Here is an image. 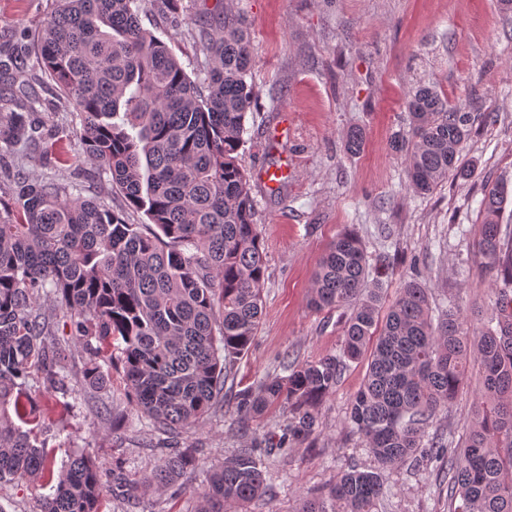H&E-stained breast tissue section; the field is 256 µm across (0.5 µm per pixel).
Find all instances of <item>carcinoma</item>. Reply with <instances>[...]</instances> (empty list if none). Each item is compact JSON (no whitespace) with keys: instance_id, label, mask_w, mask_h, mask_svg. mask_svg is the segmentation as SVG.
I'll return each instance as SVG.
<instances>
[{"instance_id":"carcinoma-1","label":"carcinoma","mask_w":512,"mask_h":512,"mask_svg":"<svg viewBox=\"0 0 512 512\" xmlns=\"http://www.w3.org/2000/svg\"><path fill=\"white\" fill-rule=\"evenodd\" d=\"M174 25L189 27L181 0H158ZM141 0H56L32 35L36 59L80 120L84 157L111 176L128 208L146 217L128 223L105 202L48 179L28 182L0 209V480L53 474L19 399L42 375L63 395L70 383L110 379L112 344L137 411L163 429L199 423L221 399L223 362L244 354L262 319L265 262L249 178L240 148L255 95L249 27L230 10L190 27L205 60L190 77L175 53L140 23ZM28 48L0 52V71L25 73ZM0 105V143L42 139L37 101ZM409 134L391 143L404 157L408 186L429 194L460 168L459 152L474 117L448 107L432 88L409 91ZM504 184L482 190L478 252L503 287L495 318L470 329L460 308L435 316L428 288L404 281L384 304L382 283L361 240H333L314 274L310 305L341 314L342 353L317 361H283L286 376L235 394L244 419L282 401L291 407L288 437L318 428L317 403L346 362L369 354L351 403L350 428L383 466L444 459L448 512H512V226L500 222ZM49 296L70 322L61 338L39 308ZM86 354L77 374L71 346ZM483 393L461 439L429 433L471 364ZM188 454L162 453L142 478L163 491L188 467ZM265 471L255 448L216 467L198 493V512H225L261 496ZM99 469L75 453L40 512H97ZM383 484L376 472L346 470L327 494L301 499L296 512H377Z\"/></svg>"}]
</instances>
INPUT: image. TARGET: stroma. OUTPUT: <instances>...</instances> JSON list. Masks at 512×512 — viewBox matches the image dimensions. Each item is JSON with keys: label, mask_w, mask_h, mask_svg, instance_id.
<instances>
[{"label": "stroma", "mask_w": 512, "mask_h": 512, "mask_svg": "<svg viewBox=\"0 0 512 512\" xmlns=\"http://www.w3.org/2000/svg\"><path fill=\"white\" fill-rule=\"evenodd\" d=\"M221 1L247 20L255 60V106L240 152L266 255L262 324L248 352L231 361L223 401L195 428L165 432L137 420L116 365L105 387H83L74 398L41 388L36 399L45 426L38 441L58 468L77 451L92 457L106 484L100 512H197L196 491L210 470L246 446L258 449L267 470L266 492L246 512H294L299 497L323 494L351 466L379 472L386 496L378 512H448L440 462L423 470L406 463L382 468L352 433L347 412L366 361L348 364L318 405L319 428L306 442L289 440L288 406L246 422L234 394L282 375L284 357L307 362L339 353L336 314L314 311L309 295L319 259L346 231L358 235L370 256H395L386 299L416 277L433 311L456 304L490 316L494 282L477 249L479 202L485 183L512 190V13H502L499 0ZM54 4L0 0V43L23 41ZM140 17L195 73L204 55L187 29L170 25L152 0H143ZM23 81L26 96L38 102L45 142L16 147L13 165L30 181L63 178L129 223H143L107 175L83 161L79 120L36 59H28ZM422 83L477 119L461 151L463 173L417 196L390 144L408 132L407 93ZM354 128L365 141L351 154L343 137ZM268 167L283 170L282 186L265 183ZM478 395V380L470 378L434 417L431 431L463 432ZM168 448L195 452L179 478L183 492L138 488ZM51 491L46 483L1 481L0 512H36L39 496Z\"/></svg>", "instance_id": "1"}]
</instances>
